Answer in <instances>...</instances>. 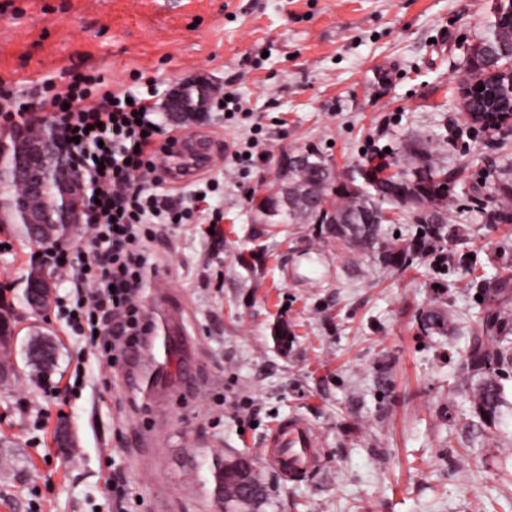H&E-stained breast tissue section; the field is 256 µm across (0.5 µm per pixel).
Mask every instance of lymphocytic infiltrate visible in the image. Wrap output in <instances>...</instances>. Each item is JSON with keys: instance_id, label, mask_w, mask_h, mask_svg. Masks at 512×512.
I'll return each instance as SVG.
<instances>
[{"instance_id": "1", "label": "lymphocytic infiltrate", "mask_w": 512, "mask_h": 512, "mask_svg": "<svg viewBox=\"0 0 512 512\" xmlns=\"http://www.w3.org/2000/svg\"><path fill=\"white\" fill-rule=\"evenodd\" d=\"M144 85L142 93L114 89L77 71L62 87L49 78L31 87L0 78V125L30 123L36 99L48 94L65 152L98 195L87 203L88 250L54 259L53 267L83 274L84 298L97 320L90 346L102 349L114 367L154 331L138 301L148 264V224H184L211 208L204 197L176 206L159 198L160 160L171 153L173 129L161 120L156 78H145Z\"/></svg>"}]
</instances>
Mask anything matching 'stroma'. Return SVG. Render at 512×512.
Instances as JSON below:
<instances>
[{"label": "stroma", "instance_id": "35a3bbf8", "mask_svg": "<svg viewBox=\"0 0 512 512\" xmlns=\"http://www.w3.org/2000/svg\"><path fill=\"white\" fill-rule=\"evenodd\" d=\"M493 0H0V77L28 83L73 69L116 87L158 79L160 103L204 75L233 94L225 111L164 112L223 142L203 172L223 219L153 225L142 303L158 278L183 307L167 361L143 342L117 368L101 362L67 311L55 276L43 312L23 299L43 248L0 226V301L14 309L16 377L0 387V512H218L214 460L248 456L264 478L262 512H512V366L495 426L474 413L460 369L480 310L488 256H512V225L474 217L488 175L512 162V128L468 122L460 94ZM442 149L470 228L404 271L338 249L317 224H259L251 200L282 152L314 145L338 170L395 162L405 139ZM266 158L235 162L250 142ZM443 305L447 333L421 318ZM287 337H280V325ZM53 338L55 367L36 376L22 350ZM151 378L149 394L132 386ZM301 416L321 462L295 482L266 466L263 438ZM68 424L76 445L60 448Z\"/></svg>", "mask_w": 512, "mask_h": 512}]
</instances>
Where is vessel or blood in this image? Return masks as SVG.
I'll use <instances>...</instances> for the list:
<instances>
[{
	"label": "vessel or blood",
	"mask_w": 512,
	"mask_h": 512,
	"mask_svg": "<svg viewBox=\"0 0 512 512\" xmlns=\"http://www.w3.org/2000/svg\"><path fill=\"white\" fill-rule=\"evenodd\" d=\"M217 140L208 135H178L177 153L172 159L173 182H182L204 170L212 161ZM320 436L304 418L281 420L264 438L263 456L267 465L289 480L304 477L320 461Z\"/></svg>",
	"instance_id": "b4317fda"
}]
</instances>
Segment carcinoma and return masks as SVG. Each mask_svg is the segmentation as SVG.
I'll use <instances>...</instances> for the list:
<instances>
[{
  "instance_id": "obj_1",
  "label": "carcinoma",
  "mask_w": 512,
  "mask_h": 512,
  "mask_svg": "<svg viewBox=\"0 0 512 512\" xmlns=\"http://www.w3.org/2000/svg\"><path fill=\"white\" fill-rule=\"evenodd\" d=\"M512 63V20L494 19L490 34L481 39L469 57L470 73L481 75ZM305 161L288 167L285 173L288 205L282 211L290 224L326 226L328 237L344 249L352 247L374 256L384 267L401 270L434 251L435 244L453 241L464 228L448 222L446 214L454 197L453 180L428 149L427 141L411 137L404 146L405 164L390 175L381 169L360 164L349 174H338L332 163L314 145L294 151ZM495 203L478 210L483 224L512 225V175L501 172L490 185ZM9 197L25 198L32 208L42 209L41 197L29 193L25 181L11 185ZM412 220L416 233L408 238L387 236L383 225ZM484 308L461 367L467 373L492 370L512 363V353L503 342L512 332V278L495 276L482 284ZM453 324L452 313L432 307L424 314L423 327L436 333ZM57 346L48 336H32L26 343V364L37 374L55 364ZM471 401L479 417L492 425L503 404L499 384L484 382L473 388ZM239 498V489L224 483V512H248Z\"/></svg>"
}]
</instances>
